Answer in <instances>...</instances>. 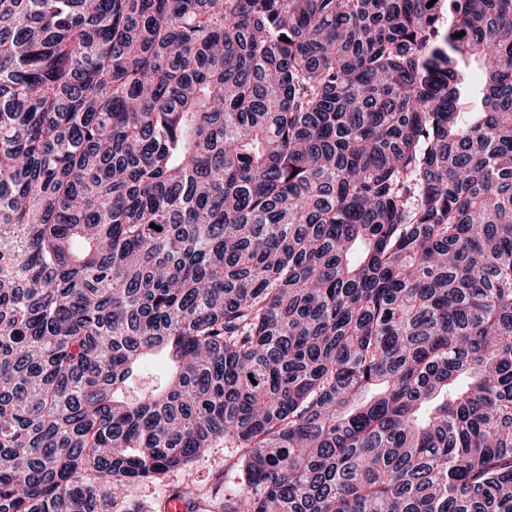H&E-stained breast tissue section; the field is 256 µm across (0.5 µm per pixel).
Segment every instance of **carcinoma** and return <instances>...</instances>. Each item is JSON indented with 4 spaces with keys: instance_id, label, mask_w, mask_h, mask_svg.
Here are the masks:
<instances>
[{
    "instance_id": "carcinoma-1",
    "label": "carcinoma",
    "mask_w": 512,
    "mask_h": 512,
    "mask_svg": "<svg viewBox=\"0 0 512 512\" xmlns=\"http://www.w3.org/2000/svg\"><path fill=\"white\" fill-rule=\"evenodd\" d=\"M428 2L0 0V512H512V0ZM238 455L236 448H224V439H220L186 467L161 474L153 480L129 484L124 498L112 508H102L101 512H168L167 501L172 498L173 491L186 485L209 495L219 485L221 490L217 497L222 501L224 487L237 486L241 482V471L233 467ZM184 510L180 500L173 498L169 501V511Z\"/></svg>"
}]
</instances>
